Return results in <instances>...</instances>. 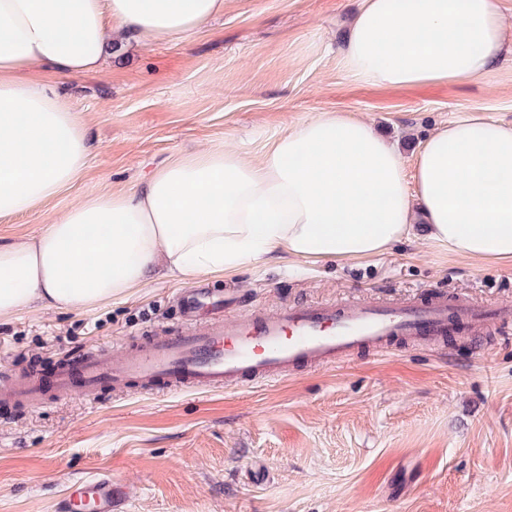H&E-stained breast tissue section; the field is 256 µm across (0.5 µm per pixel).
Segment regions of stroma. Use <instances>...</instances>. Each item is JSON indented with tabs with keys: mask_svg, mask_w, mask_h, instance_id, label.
Here are the masks:
<instances>
[{
	"mask_svg": "<svg viewBox=\"0 0 512 512\" xmlns=\"http://www.w3.org/2000/svg\"><path fill=\"white\" fill-rule=\"evenodd\" d=\"M362 0H224L188 40L132 45L67 80L92 152L38 214L0 220V244L106 188L131 189L177 156L258 153L321 111L370 120L406 158L465 112L512 124V44L492 78L412 87L350 80L341 54ZM186 288L226 313L341 300L465 294L512 306V263L478 266L415 236L359 264L288 257L227 277L159 275L111 304L0 321V381L71 355L175 331ZM102 472L127 512H512V339L397 341L249 389L130 387L0 406V512H54L71 479Z\"/></svg>",
	"mask_w": 512,
	"mask_h": 512,
	"instance_id": "obj_1",
	"label": "stroma"
}]
</instances>
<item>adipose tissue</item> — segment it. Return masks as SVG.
<instances>
[{"instance_id": "1", "label": "adipose tissue", "mask_w": 512, "mask_h": 512, "mask_svg": "<svg viewBox=\"0 0 512 512\" xmlns=\"http://www.w3.org/2000/svg\"><path fill=\"white\" fill-rule=\"evenodd\" d=\"M223 13L224 0H0V218L37 212L88 164L85 124L58 78L98 72L132 41L187 39ZM511 40L495 0H364L342 61L369 85L457 82L491 77ZM417 224L472 261L512 260V124L448 122L410 166L370 121L323 111L257 155L175 158L0 245V320L106 305L161 268L219 277L281 250L372 260Z\"/></svg>"}]
</instances>
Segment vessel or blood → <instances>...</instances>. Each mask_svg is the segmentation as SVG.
<instances>
[{"mask_svg": "<svg viewBox=\"0 0 512 512\" xmlns=\"http://www.w3.org/2000/svg\"><path fill=\"white\" fill-rule=\"evenodd\" d=\"M199 298L188 299L185 325L172 333L140 338L125 353L90 348L62 364L51 380L56 396L105 387L170 392L190 388L245 389L282 380L300 366L324 367L341 362L354 350L386 351L395 340L433 344L446 338L454 321L472 331L512 321V308H487L464 295L436 293L429 298L329 302L251 311L201 325ZM42 380L22 373L0 387V403H40ZM128 488L110 474L70 482L59 512H121Z\"/></svg>", "mask_w": 512, "mask_h": 512, "instance_id": "1", "label": "vessel or blood"}]
</instances>
